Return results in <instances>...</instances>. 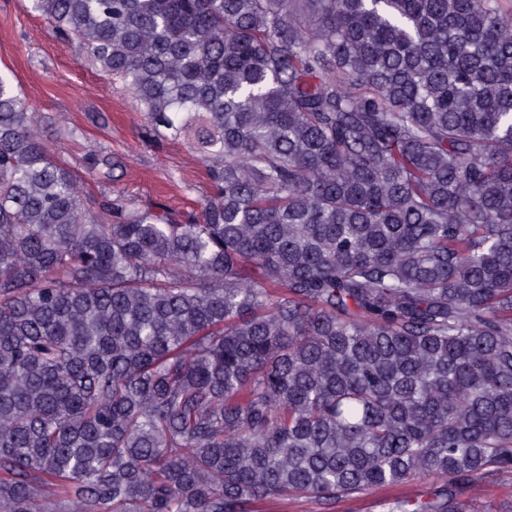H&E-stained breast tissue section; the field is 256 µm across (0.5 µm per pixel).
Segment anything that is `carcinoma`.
Instances as JSON below:
<instances>
[{
    "label": "carcinoma",
    "instance_id": "1",
    "mask_svg": "<svg viewBox=\"0 0 512 512\" xmlns=\"http://www.w3.org/2000/svg\"><path fill=\"white\" fill-rule=\"evenodd\" d=\"M192 141L81 194L0 73V512H263L512 470V0H23ZM88 174H111L93 150ZM263 512H324L312 500L295 498L288 500H273L264 505Z\"/></svg>",
    "mask_w": 512,
    "mask_h": 512
}]
</instances>
